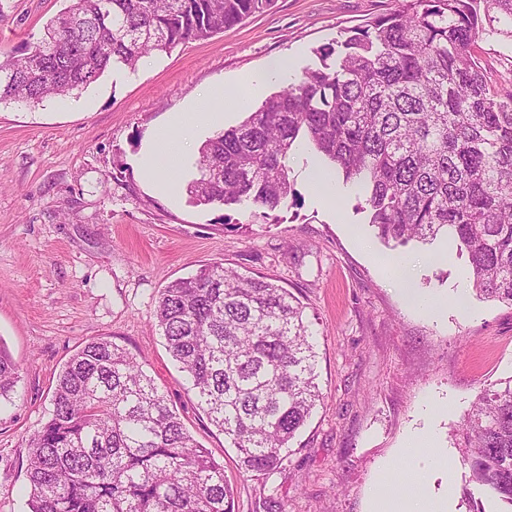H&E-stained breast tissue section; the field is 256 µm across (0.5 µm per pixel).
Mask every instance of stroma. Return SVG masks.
<instances>
[{"label": "stroma", "instance_id": "obj_1", "mask_svg": "<svg viewBox=\"0 0 512 512\" xmlns=\"http://www.w3.org/2000/svg\"><path fill=\"white\" fill-rule=\"evenodd\" d=\"M66 0H0V57L39 37ZM397 0H275L212 38L145 57L135 74L105 73L63 100L0 104V343L19 367L0 405V512H29L26 443L49 418L57 377L86 342L106 337L142 361L188 432L224 465L236 512H370L381 485L425 486L445 512H469L458 433L482 385L512 377V307L477 299L465 258L445 241L385 245L339 184L324 204L308 181L312 151L288 160L298 202L277 224L171 198L139 160L172 116L212 85L293 60L298 81L315 51ZM232 226H225V219ZM412 263L434 318L410 308L385 263ZM221 263L287 288L316 337L324 401L282 469L244 473L236 450L196 404L156 326L172 281ZM421 433L429 447L413 448ZM434 458L416 483L420 459Z\"/></svg>", "mask_w": 512, "mask_h": 512}]
</instances>
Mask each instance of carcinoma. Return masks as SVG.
Wrapping results in <instances>:
<instances>
[{
	"label": "carcinoma",
	"instance_id": "1",
	"mask_svg": "<svg viewBox=\"0 0 512 512\" xmlns=\"http://www.w3.org/2000/svg\"><path fill=\"white\" fill-rule=\"evenodd\" d=\"M44 34L0 60V103L63 98L106 70L211 38L273 0H68ZM320 64L203 144L196 206L245 202L277 224L296 202L288 157L306 140L357 185L386 243L444 237L466 257L473 290L512 306V79L475 55L512 41V0H398ZM157 326L198 407L236 448L240 469L269 475L324 395L305 307L269 279L221 264L160 294ZM19 368L0 345V401ZM50 418L30 437V512H235L224 466L189 435L167 395L126 348L95 338L61 369ZM466 483L512 512V377L483 385L462 428Z\"/></svg>",
	"mask_w": 512,
	"mask_h": 512
}]
</instances>
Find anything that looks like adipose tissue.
Segmentation results:
<instances>
[{
    "mask_svg": "<svg viewBox=\"0 0 512 512\" xmlns=\"http://www.w3.org/2000/svg\"><path fill=\"white\" fill-rule=\"evenodd\" d=\"M288 73L285 60L275 59L257 74L242 77L236 84H218L209 88L199 100L195 112L183 121L184 127L193 129L212 125L223 119L224 109H245L258 99L271 82L283 79ZM187 153L183 139L171 131H161L151 150L141 160L144 174L167 194L174 195L180 184L173 177L175 168L181 166Z\"/></svg>",
    "mask_w": 512,
    "mask_h": 512,
    "instance_id": "obj_1",
    "label": "adipose tissue"
}]
</instances>
